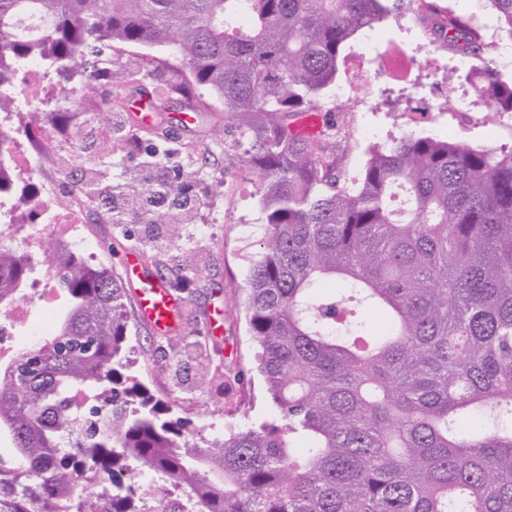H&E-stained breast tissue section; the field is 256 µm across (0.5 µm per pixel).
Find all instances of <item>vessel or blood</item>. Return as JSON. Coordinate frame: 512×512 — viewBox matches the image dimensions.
<instances>
[{"mask_svg": "<svg viewBox=\"0 0 512 512\" xmlns=\"http://www.w3.org/2000/svg\"><path fill=\"white\" fill-rule=\"evenodd\" d=\"M125 276L136 283L133 295L140 320L161 333L175 330L184 306L183 300L163 286L149 264L138 254H131L128 259Z\"/></svg>", "mask_w": 512, "mask_h": 512, "instance_id": "1", "label": "vessel or blood"}]
</instances>
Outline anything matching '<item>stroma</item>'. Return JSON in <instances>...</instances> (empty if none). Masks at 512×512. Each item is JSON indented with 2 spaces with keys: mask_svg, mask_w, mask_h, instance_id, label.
Listing matches in <instances>:
<instances>
[{
  "mask_svg": "<svg viewBox=\"0 0 512 512\" xmlns=\"http://www.w3.org/2000/svg\"><path fill=\"white\" fill-rule=\"evenodd\" d=\"M374 31V50H367L361 33L345 46L336 80L344 82L348 67L364 66L371 75L379 112L344 111L331 89L323 99L324 120L335 135L345 179L359 176L372 147L410 133L437 138L449 134L475 146L512 149V124L502 114L473 95L466 103L458 101L468 86L469 57L433 43L410 15L397 23L378 24ZM404 52L410 55L404 72L382 68V60ZM148 53L164 59L169 51L113 44L116 64L111 72L92 86L78 87L69 98L60 91L58 75H45L54 93L24 113L22 121L33 130L50 126L57 131L48 147L50 161L39 162L38 167L42 176L56 183V203L62 208L70 205L71 190L92 175L111 185L141 178L153 181L161 175L170 180L188 160L203 162V172L193 174L187 185L191 199L203 200L204 207L194 213L191 236L180 237L170 250L158 253L139 241L144 226L137 216L113 223L111 208L98 199L83 209L79 223L101 265L119 277L124 274L120 253L125 248L136 250L149 262L167 263L176 255L193 257L196 281L177 333L204 337L214 362L223 364V373L203 377L197 366L177 368L172 352L157 350L152 330L136 319L131 322L125 356L131 373L151 394L169 404L173 417L190 421V445L204 448L227 429L274 415L264 382L253 369V343L242 307L248 258L257 253L261 233L259 177L242 164L239 130L220 105L194 113L191 121L182 123L178 116L188 111L187 103L172 94L158 100L151 126L134 125L131 116L138 91L158 88L169 77L165 70L144 76L142 58ZM451 70L456 78L449 83L445 77ZM118 117L123 120V131L117 138L112 134V121ZM368 124L373 127L369 135L363 132ZM156 145L169 151L166 169L150 163L149 153ZM219 180L224 187L218 191L214 185ZM218 310L223 313L222 328L213 334L209 322Z\"/></svg>",
  "mask_w": 512,
  "mask_h": 512,
  "instance_id": "35a3bbf8",
  "label": "stroma"
}]
</instances>
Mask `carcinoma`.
Returning a JSON list of instances; mask_svg holds the SVG:
<instances>
[{
	"instance_id": "1",
	"label": "carcinoma",
	"mask_w": 512,
	"mask_h": 512,
	"mask_svg": "<svg viewBox=\"0 0 512 512\" xmlns=\"http://www.w3.org/2000/svg\"><path fill=\"white\" fill-rule=\"evenodd\" d=\"M512 39V0H486ZM411 13L433 42L473 59L480 96L512 113V79L473 19L440 0H0V112L15 79L80 64L112 70L115 42L166 46L170 91L205 112L207 91L243 121L244 166L261 175L265 233L245 286L274 417L206 448L126 373L122 280L75 253L54 256L69 309L48 339L0 364V512H512V150L407 134L342 178L331 133L285 117L322 111L345 44ZM42 27L26 38L22 17ZM154 224H183L157 211ZM29 266L0 244V306ZM192 293L193 278L159 275ZM348 299L384 307L366 332ZM479 415L477 437L463 427ZM188 490L173 502L137 477ZM95 507L84 508L87 499Z\"/></svg>"
}]
</instances>
